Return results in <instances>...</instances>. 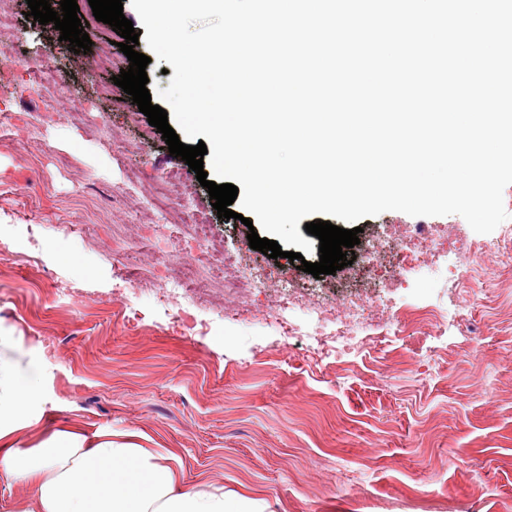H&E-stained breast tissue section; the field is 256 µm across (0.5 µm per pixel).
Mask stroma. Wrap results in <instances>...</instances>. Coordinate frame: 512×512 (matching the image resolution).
Listing matches in <instances>:
<instances>
[{"instance_id":"stroma-1","label":"stroma","mask_w":512,"mask_h":512,"mask_svg":"<svg viewBox=\"0 0 512 512\" xmlns=\"http://www.w3.org/2000/svg\"><path fill=\"white\" fill-rule=\"evenodd\" d=\"M6 2L0 327L43 362V425L140 432L176 453L188 485L248 491L271 512H512V266L484 260L499 281L492 292L425 269L394 293L401 308L468 299L467 327L437 352V328L408 320L352 361L317 353L282 336V288L255 289L225 315L223 281L184 275L203 254L181 212L155 200L168 171L219 253L288 276L309 303L343 291L336 276L251 249L247 226L218 218L195 172L114 84L129 61L88 0H77L93 42L85 54L27 17L26 0ZM44 62L57 79L42 88L34 72ZM420 221L471 231L457 214L385 211L358 220L354 251ZM166 224L181 227L177 252L167 250ZM165 274L194 298L195 330L173 324L176 305L156 291ZM465 335L467 354L456 349Z\"/></svg>"}]
</instances>
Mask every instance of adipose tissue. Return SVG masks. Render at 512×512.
<instances>
[{
  "label": "adipose tissue",
  "instance_id": "adipose-tissue-1",
  "mask_svg": "<svg viewBox=\"0 0 512 512\" xmlns=\"http://www.w3.org/2000/svg\"><path fill=\"white\" fill-rule=\"evenodd\" d=\"M17 346L0 331V476L29 488L20 512H268L220 484L188 486L174 454L144 447L138 433L41 429V362L14 358ZM26 431L37 438L24 449Z\"/></svg>",
  "mask_w": 512,
  "mask_h": 512
}]
</instances>
